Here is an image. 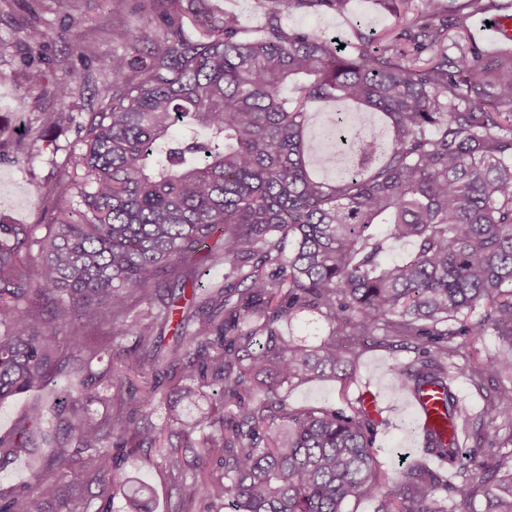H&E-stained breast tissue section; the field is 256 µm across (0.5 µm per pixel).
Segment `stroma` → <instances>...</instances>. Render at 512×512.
Instances as JSON below:
<instances>
[{
    "mask_svg": "<svg viewBox=\"0 0 512 512\" xmlns=\"http://www.w3.org/2000/svg\"><path fill=\"white\" fill-rule=\"evenodd\" d=\"M38 13L46 23L49 37L42 49L40 65L49 81L36 92L27 90L28 51L24 32L31 13ZM288 27H316L327 36L349 40L353 25L369 34H381L392 25L391 17L379 12L370 0H356L355 12L314 15L292 8L283 16ZM123 52L112 40V13L106 0H72L66 7L57 0H26L0 7V178L11 177L24 193V205L16 210L0 203V219L11 224L43 223L50 206L47 191L68 154L78 151L81 132L77 123L67 124L52 138L41 137L45 116L60 111L54 97L59 82H89L101 85L100 59L117 63ZM27 94L25 111L15 109L20 94ZM459 342L467 355L464 375L457 382V392L474 420L484 417L486 395L492 394L493 382H484L475 390L468 375L471 367L490 357H506L512 350L502 345L493 333L463 336ZM353 380L343 384L335 378L297 381L289 385L284 396L291 409L310 407L343 408L358 398L364 384L378 385L394 412L379 425L376 435L377 460L383 471L395 472L404 462L424 458L430 468L438 462L425 457L423 439L412 430V417L403 407V392L396 384L398 369L415 357L412 349L400 344L374 340L355 349ZM75 377L69 371L55 373L47 387L17 395L0 404V435L10 432L27 407L53 393L73 389ZM121 470L137 476L152 488V512H172L176 502L173 478L167 468L164 450L152 449L149 459L132 456L123 461Z\"/></svg>",
    "mask_w": 512,
    "mask_h": 512,
    "instance_id": "stroma-1",
    "label": "stroma"
}]
</instances>
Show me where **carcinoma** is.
Masks as SVG:
<instances>
[{"mask_svg":"<svg viewBox=\"0 0 512 512\" xmlns=\"http://www.w3.org/2000/svg\"><path fill=\"white\" fill-rule=\"evenodd\" d=\"M375 2L396 26L342 49L319 29L283 26V12L345 13L355 0H258L255 36L212 0H142L139 19L113 31L135 53L131 70L101 63L107 80L81 125L83 151L55 179L47 223L0 220V404L47 385L61 334L83 374L54 403L50 467L75 458L89 483L110 489L122 450L158 440L136 413L137 392L93 370L108 356L127 371L180 369L166 393L179 426L166 453L174 512H346L352 500L377 502L375 512H453L479 495L484 507L472 512H512V453L501 452L512 446V357L473 372L506 375L479 426L454 387L456 337L491 330L512 348V56L450 58L448 30L464 24L435 23L442 0ZM150 25L158 37L146 52ZM46 38L33 17L29 57ZM84 91L62 83L55 95L65 107ZM341 104L379 115L384 136L335 129L350 165L326 181L311 160V115ZM176 125L186 135L175 137ZM397 245L411 249L385 259ZM203 252L231 282L181 277ZM34 296L49 318L28 305ZM130 296L147 310L132 314ZM302 312L331 326L315 348L280 334ZM167 325L175 342L164 351L154 330ZM104 328V341L85 342ZM376 332L423 350L396 380L438 394L424 448L461 480L422 462L382 472L379 421L361 405L288 407L284 387L336 374L348 363L344 340ZM195 382L219 388L225 410H203ZM104 400L111 411L98 418L89 406ZM44 416L34 404L0 435V467L30 452ZM211 457L217 472L200 463ZM60 482L0 490V512H70ZM120 487L124 512H147L146 483Z\"/></svg>","mask_w":512,"mask_h":512,"instance_id":"cac0c4a2","label":"carcinoma"}]
</instances>
